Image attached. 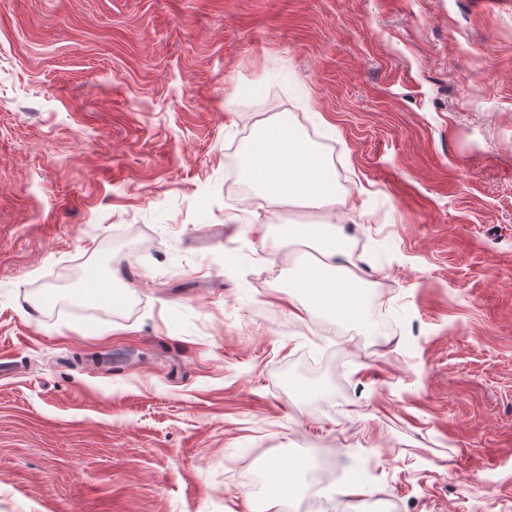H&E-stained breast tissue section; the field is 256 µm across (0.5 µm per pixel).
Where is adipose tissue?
<instances>
[{"instance_id":"ef3b65f1","label":"adipose tissue","mask_w":512,"mask_h":512,"mask_svg":"<svg viewBox=\"0 0 512 512\" xmlns=\"http://www.w3.org/2000/svg\"><path fill=\"white\" fill-rule=\"evenodd\" d=\"M239 174L245 182L258 185L264 194L288 206L331 209L337 203L330 166L309 141L282 120L261 126L240 159ZM283 233L291 238L303 236L316 246V266L301 278L314 302L337 319L362 320L368 284L347 266L344 236L328 232L320 224H289Z\"/></svg>"}]
</instances>
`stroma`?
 Returning <instances> with one entry per match:
<instances>
[{
	"mask_svg": "<svg viewBox=\"0 0 512 512\" xmlns=\"http://www.w3.org/2000/svg\"><path fill=\"white\" fill-rule=\"evenodd\" d=\"M284 117L334 218L238 177ZM325 220L365 320L270 248ZM333 450L316 512H512V0H0V512H302Z\"/></svg>",
	"mask_w": 512,
	"mask_h": 512,
	"instance_id": "1",
	"label": "stroma"
}]
</instances>
